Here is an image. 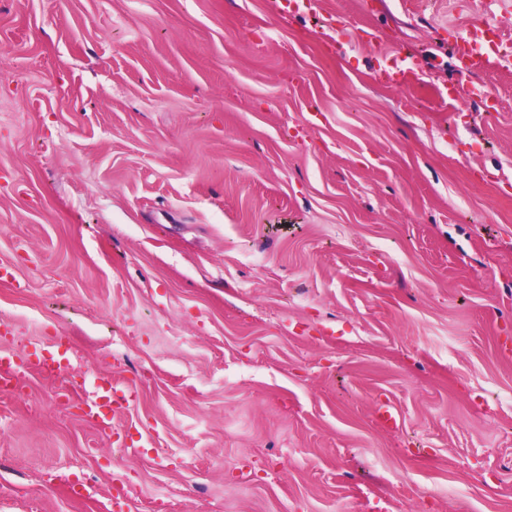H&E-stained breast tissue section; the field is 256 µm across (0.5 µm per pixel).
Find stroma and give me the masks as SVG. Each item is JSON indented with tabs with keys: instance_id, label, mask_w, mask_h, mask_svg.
<instances>
[{
	"instance_id": "obj_1",
	"label": "stroma",
	"mask_w": 512,
	"mask_h": 512,
	"mask_svg": "<svg viewBox=\"0 0 512 512\" xmlns=\"http://www.w3.org/2000/svg\"><path fill=\"white\" fill-rule=\"evenodd\" d=\"M415 2L0 0V353L74 349L0 512H512V55L451 53L512 20ZM501 46L496 31L487 26H473L453 45L459 71L469 75L492 68L502 56ZM465 95L469 98L478 99L482 101L486 107L491 105V96L490 92L482 86L471 85L470 87L463 89L457 85H451L445 87L443 91L440 92V96L444 100L456 101L460 96ZM96 390L93 398L86 403L85 413L90 418H99L104 409L113 415L130 406L137 397V391L130 387H119L112 376L101 374L96 378Z\"/></svg>"
}]
</instances>
